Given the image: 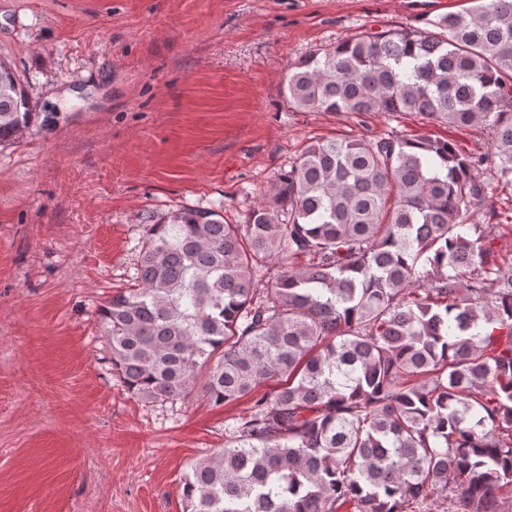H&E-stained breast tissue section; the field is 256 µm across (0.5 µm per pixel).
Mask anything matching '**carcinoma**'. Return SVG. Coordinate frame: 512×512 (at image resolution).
I'll use <instances>...</instances> for the list:
<instances>
[{
	"label": "carcinoma",
	"mask_w": 512,
	"mask_h": 512,
	"mask_svg": "<svg viewBox=\"0 0 512 512\" xmlns=\"http://www.w3.org/2000/svg\"><path fill=\"white\" fill-rule=\"evenodd\" d=\"M471 3L316 48L283 89L302 112L487 124L490 158L428 136L311 142L244 223L181 206L149 225L134 285L101 306L133 398L251 400L191 466L189 512H506L512 264L474 215L487 161L512 185V0ZM33 117L0 63V144Z\"/></svg>",
	"instance_id": "1"
}]
</instances>
